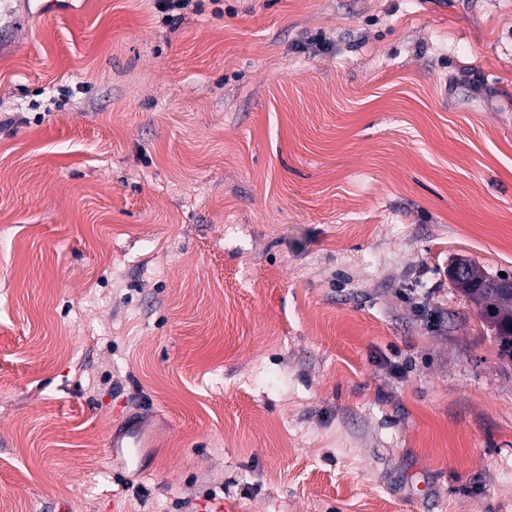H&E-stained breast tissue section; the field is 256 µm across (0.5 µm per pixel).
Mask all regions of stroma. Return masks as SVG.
Returning a JSON list of instances; mask_svg holds the SVG:
<instances>
[{"instance_id": "35a3bbf8", "label": "stroma", "mask_w": 512, "mask_h": 512, "mask_svg": "<svg viewBox=\"0 0 512 512\" xmlns=\"http://www.w3.org/2000/svg\"><path fill=\"white\" fill-rule=\"evenodd\" d=\"M83 2L0 0V512H512V0ZM488 273L476 263L470 262V274L466 280H454L455 285L478 307L484 321L494 326L500 351L512 357V294L492 295L484 288L496 293H510L512 277L488 279ZM485 280L482 284L481 282ZM481 284V288H479ZM108 454L111 457L122 455L126 463L131 466V457L134 452L138 453L141 461L144 448H148L140 432L134 426H128L123 436H111L107 443Z\"/></svg>"}]
</instances>
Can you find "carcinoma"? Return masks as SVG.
Masks as SVG:
<instances>
[{
	"label": "carcinoma",
	"mask_w": 512,
	"mask_h": 512,
	"mask_svg": "<svg viewBox=\"0 0 512 512\" xmlns=\"http://www.w3.org/2000/svg\"><path fill=\"white\" fill-rule=\"evenodd\" d=\"M488 273L475 263H470V274L466 280H457L455 285L478 307L484 321L494 326L502 354L512 357V294L492 295L480 288Z\"/></svg>",
	"instance_id": "cac0c4a2"
}]
</instances>
